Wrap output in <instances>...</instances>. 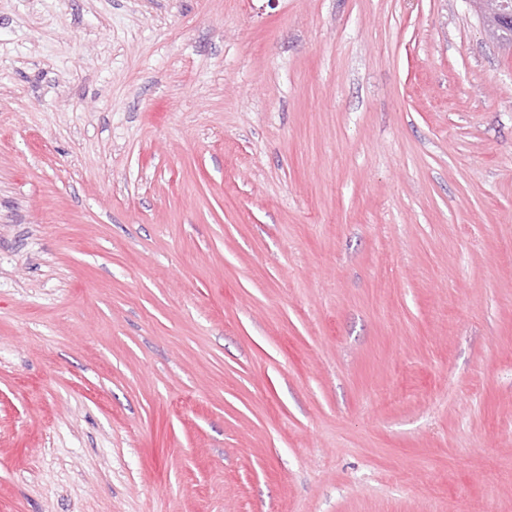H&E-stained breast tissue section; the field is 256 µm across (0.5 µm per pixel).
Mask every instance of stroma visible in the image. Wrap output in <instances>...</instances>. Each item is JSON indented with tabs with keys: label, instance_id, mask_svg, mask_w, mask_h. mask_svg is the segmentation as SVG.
<instances>
[{
	"label": "stroma",
	"instance_id": "obj_1",
	"mask_svg": "<svg viewBox=\"0 0 512 512\" xmlns=\"http://www.w3.org/2000/svg\"><path fill=\"white\" fill-rule=\"evenodd\" d=\"M0 512H512L472 0H0Z\"/></svg>",
	"mask_w": 512,
	"mask_h": 512
}]
</instances>
